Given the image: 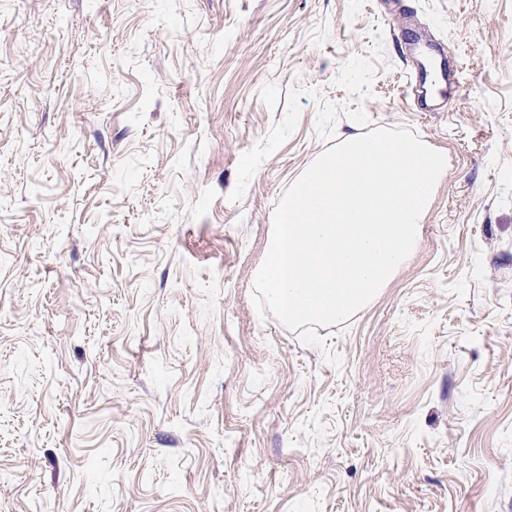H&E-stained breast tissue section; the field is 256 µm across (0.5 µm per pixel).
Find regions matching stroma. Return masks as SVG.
I'll return each instance as SVG.
<instances>
[{
	"instance_id": "35a3bbf8",
	"label": "stroma",
	"mask_w": 512,
	"mask_h": 512,
	"mask_svg": "<svg viewBox=\"0 0 512 512\" xmlns=\"http://www.w3.org/2000/svg\"><path fill=\"white\" fill-rule=\"evenodd\" d=\"M396 127L447 174L305 344L275 206ZM0 512H512V0H0Z\"/></svg>"
}]
</instances>
